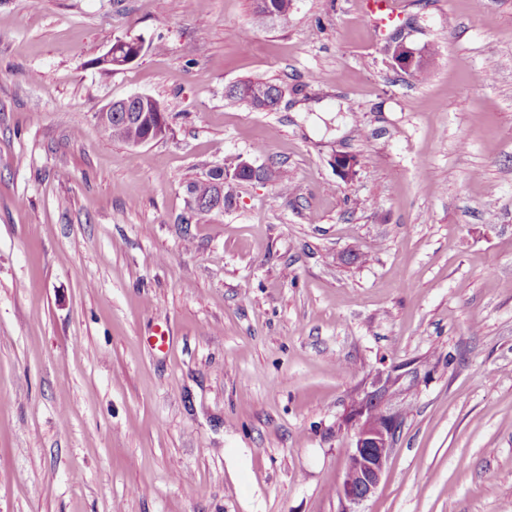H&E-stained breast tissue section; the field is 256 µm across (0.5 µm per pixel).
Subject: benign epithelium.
<instances>
[{"label":"benign epithelium","instance_id":"obj_1","mask_svg":"<svg viewBox=\"0 0 512 512\" xmlns=\"http://www.w3.org/2000/svg\"><path fill=\"white\" fill-rule=\"evenodd\" d=\"M392 59L403 69H411L416 63V53L397 40L391 46ZM153 107L162 112L160 104L148 95H132L109 103L96 114V123L102 130H111L109 114L122 113L129 117L139 110ZM397 429L396 418L377 406L370 398L353 416V446L344 452L346 471L339 489L341 512H358L356 507L368 500L382 479L387 460L393 449Z\"/></svg>","mask_w":512,"mask_h":512}]
</instances>
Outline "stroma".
I'll return each instance as SVG.
<instances>
[{
    "label": "stroma",
    "instance_id": "stroma-1",
    "mask_svg": "<svg viewBox=\"0 0 512 512\" xmlns=\"http://www.w3.org/2000/svg\"><path fill=\"white\" fill-rule=\"evenodd\" d=\"M398 3L282 28L254 0H0V512H339L380 387L361 512H512V0ZM250 77L276 110L225 98ZM135 94L166 136L97 126ZM243 160L291 191L229 181L183 226L187 184ZM149 101H151V106L158 112V115L164 116L163 110L160 104L148 95H132L123 99L115 100L109 103L105 108L96 114V123L99 128L102 130L111 131L112 126V138L125 142L127 144L136 143L142 139H144L147 134L146 125L150 126L156 125V112H146L149 107ZM140 106L143 108V112L148 113L145 116L143 122L139 123L138 121L130 122V123H114L111 125L109 122V113L117 112L124 113V118L128 119V113H137L139 112ZM373 396L353 416V446L344 452L346 471L339 489L341 512H361L356 507L375 493L393 449L396 418L379 408Z\"/></svg>",
    "mask_w": 512,
    "mask_h": 512
}]
</instances>
